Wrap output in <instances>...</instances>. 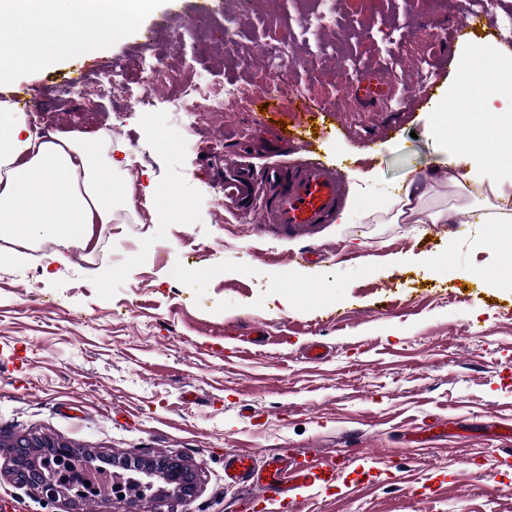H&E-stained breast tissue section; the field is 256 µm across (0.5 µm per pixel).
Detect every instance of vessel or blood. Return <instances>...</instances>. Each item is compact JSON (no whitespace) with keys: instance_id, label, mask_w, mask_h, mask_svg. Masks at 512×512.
I'll return each instance as SVG.
<instances>
[{"instance_id":"vessel-or-blood-1","label":"vessel or blood","mask_w":512,"mask_h":512,"mask_svg":"<svg viewBox=\"0 0 512 512\" xmlns=\"http://www.w3.org/2000/svg\"><path fill=\"white\" fill-rule=\"evenodd\" d=\"M269 137L279 147L298 144L287 167L273 166L258 174L241 158L228 160L224 164V196L239 210L260 211L263 231L276 237L313 234L340 208L348 174L312 159L304 130L274 127ZM255 460V452L236 450L225 460L224 473L229 479L251 484V499L262 512H297L307 493H335L346 472L364 463L365 457L351 448L339 463L297 452L270 455L260 468Z\"/></svg>"}]
</instances>
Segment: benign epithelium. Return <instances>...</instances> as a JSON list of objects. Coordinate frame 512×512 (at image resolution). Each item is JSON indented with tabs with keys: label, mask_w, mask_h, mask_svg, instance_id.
I'll use <instances>...</instances> for the list:
<instances>
[{
	"label": "benign epithelium",
	"mask_w": 512,
	"mask_h": 512,
	"mask_svg": "<svg viewBox=\"0 0 512 512\" xmlns=\"http://www.w3.org/2000/svg\"><path fill=\"white\" fill-rule=\"evenodd\" d=\"M12 448L11 472L20 483L39 489L42 496L51 501L62 496L75 500L89 497L81 472L61 465L74 453L70 445L58 443L49 453L43 454L36 452L34 443L20 439L12 444ZM138 472L150 479L162 480L183 502L191 500L194 494L192 476L177 460L148 456L138 465Z\"/></svg>",
	"instance_id": "7a95c632"
}]
</instances>
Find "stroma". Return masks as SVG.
Returning <instances> with one entry per match:
<instances>
[{"label":"stroma","instance_id":"35a3bbf8","mask_svg":"<svg viewBox=\"0 0 512 512\" xmlns=\"http://www.w3.org/2000/svg\"><path fill=\"white\" fill-rule=\"evenodd\" d=\"M463 0H339L331 23L305 17L316 0H164L138 27L84 61L21 70L0 101H26L32 131L106 132L135 209L91 228L87 243L1 240L18 254L0 266V512H125L121 500L50 501L10 472L9 443L64 442L95 458L173 457L192 473L194 512H238L249 488L224 480L234 449L259 456L349 448L384 461L389 476L353 494L313 493L302 512H512V455L487 428L512 418V288L489 285L502 251L478 244L487 227L471 186L430 182L444 224H390L369 215L376 195L433 165L430 132L454 65L432 48L463 23L465 41L500 42L512 0L473 18ZM204 24L205 39L174 43ZM295 60L277 119L316 129V158L371 172L347 185V223L315 238L254 231L223 194L225 157L285 162L256 121L257 104L204 112L187 125L172 98L148 106L62 96L106 65L140 75L144 57L178 80L259 91L266 55ZM395 80L383 101L359 100L371 74ZM305 95L313 108L292 109ZM376 132L377 151L356 149ZM189 196L190 223H156L152 191ZM324 255H296L309 241ZM67 261L45 278L55 254ZM289 306H269L272 295ZM267 331L253 343L252 325ZM325 357L306 359L308 344Z\"/></svg>","mask_w":512,"mask_h":512}]
</instances>
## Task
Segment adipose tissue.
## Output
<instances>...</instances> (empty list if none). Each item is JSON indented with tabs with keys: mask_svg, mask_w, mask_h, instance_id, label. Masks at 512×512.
Returning a JSON list of instances; mask_svg holds the SVG:
<instances>
[{
	"mask_svg": "<svg viewBox=\"0 0 512 512\" xmlns=\"http://www.w3.org/2000/svg\"><path fill=\"white\" fill-rule=\"evenodd\" d=\"M159 0H0V85L21 69H38L70 57H96L104 44L124 37ZM466 84L449 87L440 104L450 123L434 126L453 149L467 150L474 119L512 123V96L498 91L512 83V54L492 43L473 41L456 54ZM428 174L404 179L396 193L375 198L371 212L391 223L418 219L446 223L447 211L426 204ZM133 203L119 165L103 156L99 140L78 133L42 137L25 112L0 102V237L37 234L86 239L93 224H108L112 210Z\"/></svg>",
	"mask_w": 512,
	"mask_h": 512,
	"instance_id": "obj_1",
	"label": "adipose tissue"
}]
</instances>
